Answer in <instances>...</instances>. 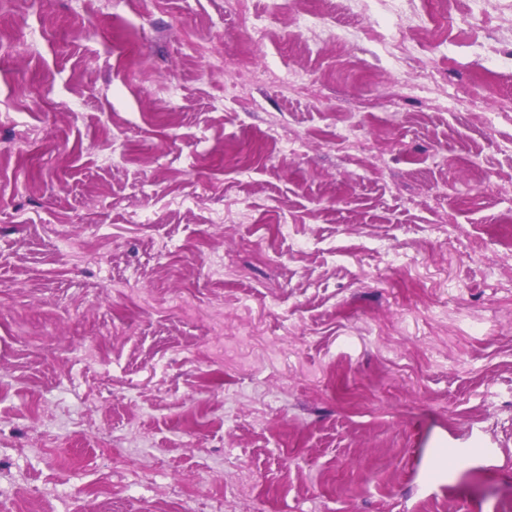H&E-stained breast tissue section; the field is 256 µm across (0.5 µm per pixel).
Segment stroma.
Returning <instances> with one entry per match:
<instances>
[{"mask_svg":"<svg viewBox=\"0 0 512 512\" xmlns=\"http://www.w3.org/2000/svg\"><path fill=\"white\" fill-rule=\"evenodd\" d=\"M250 8L0 0V512H512V0Z\"/></svg>","mask_w":512,"mask_h":512,"instance_id":"35a3bbf8","label":"stroma"}]
</instances>
